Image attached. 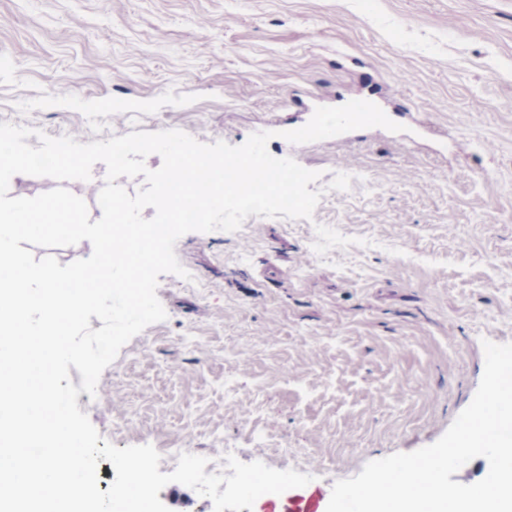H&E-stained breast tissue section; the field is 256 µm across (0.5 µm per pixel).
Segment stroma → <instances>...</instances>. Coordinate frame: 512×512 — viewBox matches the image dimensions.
<instances>
[{"label": "stroma", "mask_w": 512, "mask_h": 512, "mask_svg": "<svg viewBox=\"0 0 512 512\" xmlns=\"http://www.w3.org/2000/svg\"><path fill=\"white\" fill-rule=\"evenodd\" d=\"M373 96L335 144L283 131ZM0 122L81 143L180 130L319 172L309 220L190 232L165 321L80 410L123 448L186 445L333 484L437 441L471 402L482 339L512 342V0H0ZM89 180L14 175L10 196ZM335 226L315 251L309 232Z\"/></svg>", "instance_id": "stroma-1"}]
</instances>
